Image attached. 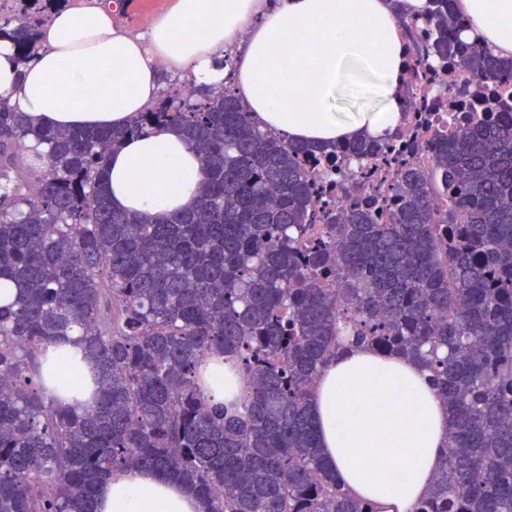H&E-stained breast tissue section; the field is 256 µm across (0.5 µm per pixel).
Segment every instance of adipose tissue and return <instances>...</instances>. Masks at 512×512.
<instances>
[{
  "mask_svg": "<svg viewBox=\"0 0 512 512\" xmlns=\"http://www.w3.org/2000/svg\"><path fill=\"white\" fill-rule=\"evenodd\" d=\"M491 51L512 56V0H459ZM112 6L57 10L40 31L36 60L19 63L0 41V99L36 123L125 125L158 98L165 71L218 87L230 82L262 129L293 143L383 139L402 122L404 37L390 0H176L144 33L115 28ZM228 67H219L224 55ZM363 104L343 106L348 95ZM200 163L173 130L129 139L113 152L114 207L168 215L191 207ZM210 404L242 398L224 357L202 366ZM309 411L320 453L337 482L386 512H412L444 456L448 415L418 364L367 347L325 367ZM100 512H205L187 486L140 468L97 487Z\"/></svg>",
  "mask_w": 512,
  "mask_h": 512,
  "instance_id": "1",
  "label": "adipose tissue"
}]
</instances>
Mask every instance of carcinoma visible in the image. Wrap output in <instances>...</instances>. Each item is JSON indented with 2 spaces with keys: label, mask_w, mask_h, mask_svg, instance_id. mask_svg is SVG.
I'll return each mask as SVG.
<instances>
[{
  "label": "carcinoma",
  "mask_w": 512,
  "mask_h": 512,
  "mask_svg": "<svg viewBox=\"0 0 512 512\" xmlns=\"http://www.w3.org/2000/svg\"><path fill=\"white\" fill-rule=\"evenodd\" d=\"M61 2L0 0L21 61ZM430 2L415 67L457 61L478 90L512 75V59L448 37L457 0ZM168 128L199 156L196 205L114 209L112 151ZM394 140L286 142L179 74L121 130L38 125L0 101V288L14 289L0 304V512H98V483L130 467L189 485L208 512H378L329 473L308 410L321 369L354 344L420 362L448 410L415 512H512V116L437 131L427 166ZM317 154L380 157L393 176L319 211L303 166ZM385 194L397 207L383 223ZM314 224L326 233L307 244ZM72 336L88 407L62 404L76 357L45 376L58 397L38 382L41 352ZM213 352L247 381L242 402L201 398Z\"/></svg>",
  "instance_id": "cac0c4a2"
}]
</instances>
